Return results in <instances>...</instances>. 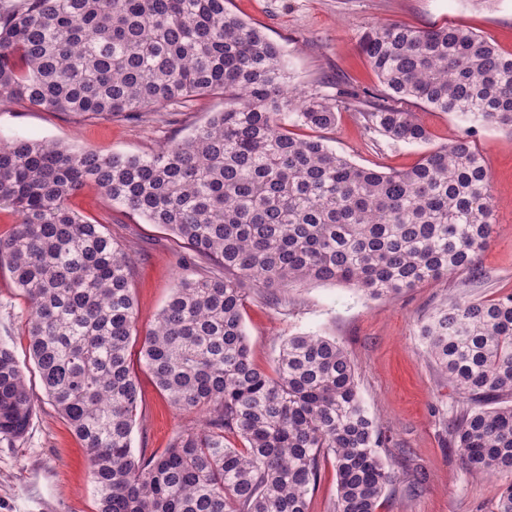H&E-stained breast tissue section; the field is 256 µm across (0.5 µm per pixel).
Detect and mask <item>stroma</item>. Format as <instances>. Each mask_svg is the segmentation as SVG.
<instances>
[{
  "label": "stroma",
  "mask_w": 512,
  "mask_h": 512,
  "mask_svg": "<svg viewBox=\"0 0 512 512\" xmlns=\"http://www.w3.org/2000/svg\"><path fill=\"white\" fill-rule=\"evenodd\" d=\"M228 8L281 46L289 84L301 95L377 89L379 81L359 45L366 31L384 23L459 26L512 53V0H230ZM224 106L223 98L205 97L180 112L90 118L0 102V139L25 136L145 155L188 136ZM414 111L429 132L427 142L407 144L366 129L350 109L339 110L335 127L323 133L324 142L357 165L405 170L424 152L469 136L491 172L496 221L475 273H454L388 297H373L342 282L296 283L279 306L254 290L244 311L245 330L254 363L265 369L283 340L296 333L328 336L346 348L362 402L388 439L382 457L395 473L378 512H496L500 489L512 479L472 473L450 448L448 427L467 402L428 356L420 327L451 297L493 300L512 293V130L420 105ZM68 205L104 225L129 252L137 328L146 330L177 282L182 249L163 228L112 204L95 185L83 187ZM28 317L26 299L1 265L0 341L9 343L23 364L28 361ZM138 377L142 404L133 448L159 453L191 416L172 407L146 371ZM27 383L36 402L29 431L16 442L0 440V512H95L81 442L47 401L39 377L28 376Z\"/></svg>",
  "instance_id": "1"
}]
</instances>
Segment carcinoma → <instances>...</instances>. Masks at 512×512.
Here are the masks:
<instances>
[{"label":"carcinoma","instance_id":"1","mask_svg":"<svg viewBox=\"0 0 512 512\" xmlns=\"http://www.w3.org/2000/svg\"><path fill=\"white\" fill-rule=\"evenodd\" d=\"M226 3L0 4V101L111 118L231 101L148 155L24 137L0 145V207L19 215L0 238V264L29 304L28 353L45 396L85 448L96 512H309L325 460L334 512H377L394 473L347 350L294 334L262 369L243 321L248 292L337 281L381 297L471 272L495 233L491 174L466 137L381 171L292 128L327 130L353 108L370 130L424 143L408 109L421 103L512 129V53L460 27L381 25L360 42L380 95L296 103L280 45ZM87 184L186 250L140 359L171 405L205 419L161 453L132 448L141 393L128 359L138 335L130 257L69 208ZM422 336L469 402L450 447L472 472L512 474V294L453 298ZM34 412L1 342L0 440L23 439Z\"/></svg>","mask_w":512,"mask_h":512}]
</instances>
